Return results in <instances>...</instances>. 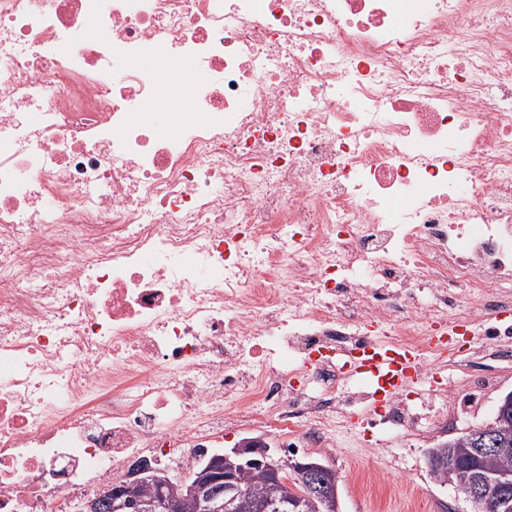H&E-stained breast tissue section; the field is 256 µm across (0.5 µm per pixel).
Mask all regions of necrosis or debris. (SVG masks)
<instances>
[{
	"label": "necrosis or debris",
	"mask_w": 512,
	"mask_h": 512,
	"mask_svg": "<svg viewBox=\"0 0 512 512\" xmlns=\"http://www.w3.org/2000/svg\"><path fill=\"white\" fill-rule=\"evenodd\" d=\"M146 56L196 71L178 136ZM511 309L512 0H0V512L245 426L336 447L373 329L490 323L376 408L424 440ZM182 97L158 99L150 109L143 113V116L152 121H163L167 124V132L170 135H177L182 124L190 121V112L181 111Z\"/></svg>",
	"instance_id": "1"
}]
</instances>
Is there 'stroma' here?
I'll return each mask as SVG.
<instances>
[{
    "label": "stroma",
    "instance_id": "1",
    "mask_svg": "<svg viewBox=\"0 0 512 512\" xmlns=\"http://www.w3.org/2000/svg\"><path fill=\"white\" fill-rule=\"evenodd\" d=\"M427 448L398 446L388 440L379 448H302L298 458L313 457L340 474L344 512H435L442 503L451 512L468 505L449 485L431 479Z\"/></svg>",
    "mask_w": 512,
    "mask_h": 512
}]
</instances>
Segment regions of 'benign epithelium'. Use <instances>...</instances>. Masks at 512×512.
Listing matches in <instances>:
<instances>
[{
	"mask_svg": "<svg viewBox=\"0 0 512 512\" xmlns=\"http://www.w3.org/2000/svg\"><path fill=\"white\" fill-rule=\"evenodd\" d=\"M272 470L276 473H292L297 476L302 488L308 493H317L325 485L327 468L314 461H300L294 457L275 456L270 445L254 441H243L227 451L215 454L201 463L194 475L186 480L174 482L164 470L148 462L136 465L138 480L157 487L160 501L133 503L108 486L99 493V499L108 502L111 512H182L185 505L193 503L202 512H224L234 500L244 496L245 491L230 472L236 467ZM501 489L498 500H490L480 488L462 491V498L471 506V512H497L509 499L512 482L509 475L500 474L491 479Z\"/></svg>",
	"mask_w": 512,
	"mask_h": 512,
	"instance_id": "benign-epithelium-1",
	"label": "benign epithelium"
}]
</instances>
